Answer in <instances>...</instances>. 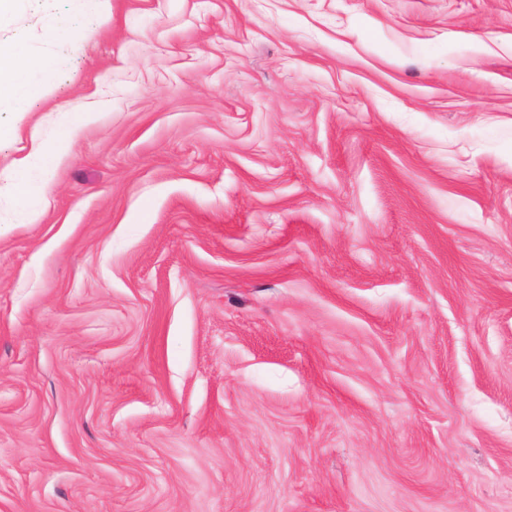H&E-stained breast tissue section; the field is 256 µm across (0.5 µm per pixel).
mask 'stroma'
<instances>
[{"instance_id":"stroma-1","label":"stroma","mask_w":512,"mask_h":512,"mask_svg":"<svg viewBox=\"0 0 512 512\" xmlns=\"http://www.w3.org/2000/svg\"><path fill=\"white\" fill-rule=\"evenodd\" d=\"M19 40L0 512H512V0H15ZM49 67L48 59L31 58L24 42L13 44L9 53L3 59L0 57V100H14L22 112L25 101L35 88L34 74L45 72ZM93 113L75 112L62 125L54 142L49 145H40L38 151L46 157H52L57 160L65 155L75 142L77 130L86 122H88Z\"/></svg>"}]
</instances>
